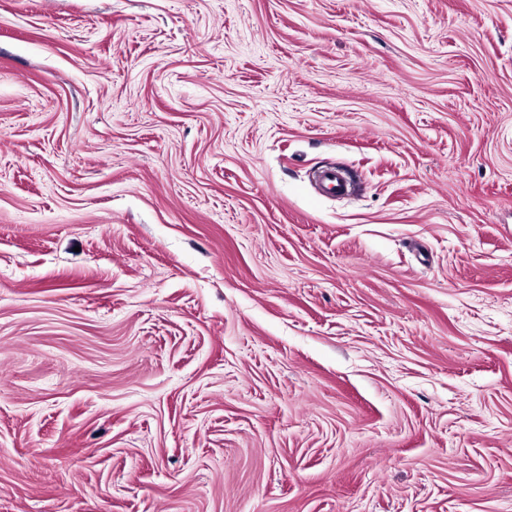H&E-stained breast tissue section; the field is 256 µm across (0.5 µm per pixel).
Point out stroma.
<instances>
[{"label": "stroma", "instance_id": "1", "mask_svg": "<svg viewBox=\"0 0 512 512\" xmlns=\"http://www.w3.org/2000/svg\"><path fill=\"white\" fill-rule=\"evenodd\" d=\"M0 512H512V0H0Z\"/></svg>", "mask_w": 512, "mask_h": 512}]
</instances>
